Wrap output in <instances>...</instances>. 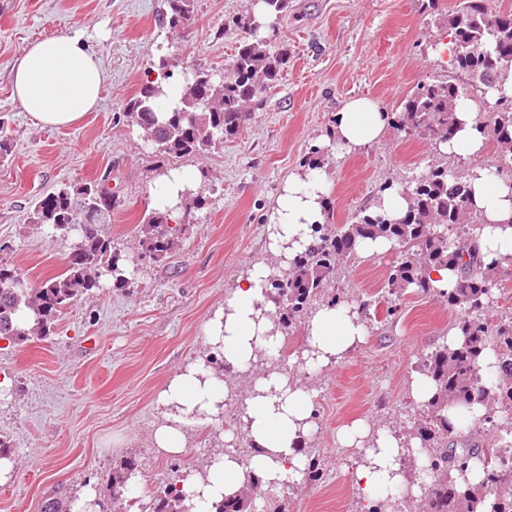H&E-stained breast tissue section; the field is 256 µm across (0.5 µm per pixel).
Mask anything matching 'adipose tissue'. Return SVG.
<instances>
[{"label": "adipose tissue", "instance_id": "ef3b65f1", "mask_svg": "<svg viewBox=\"0 0 512 512\" xmlns=\"http://www.w3.org/2000/svg\"><path fill=\"white\" fill-rule=\"evenodd\" d=\"M12 90L25 111L38 123L69 126L96 107L102 89L97 58L76 35H59L28 46L11 74ZM458 129L441 150L458 157L479 154L485 137L479 130L482 115L472 100L459 97ZM389 116L372 99L347 100L335 116L332 133L337 153H349L378 141ZM330 181L321 168H302L290 175L268 216V252L277 266L257 262L244 270L223 307L207 322L205 337L216 363L198 358L176 370L158 397L162 422L153 431L155 447L181 453L185 431L192 424H213L224 416V366L245 372L257 355H277L282 335L275 331L270 314L274 305L267 298L268 279L274 269H287L296 254L313 240L315 225L324 224V201ZM473 202L486 222L477 236L485 261L512 268V187L478 171L472 180ZM308 354L312 368L329 366L360 343L365 326L351 305L321 306L308 321ZM315 394L288 376L273 373L256 379L244 400L241 421L252 451L247 464L231 453L213 455L204 472H190L184 480L192 492L190 512H211L250 476L262 479L264 487L298 482L307 459L301 448L314 424ZM340 442L363 451L366 462L356 473V484L373 502H383L407 490L421 496L409 483L401 462L402 440L389 430H370L362 422L345 428Z\"/></svg>", "mask_w": 512, "mask_h": 512}]
</instances>
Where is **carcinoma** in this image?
Segmentation results:
<instances>
[{"instance_id": "carcinoma-1", "label": "carcinoma", "mask_w": 512, "mask_h": 512, "mask_svg": "<svg viewBox=\"0 0 512 512\" xmlns=\"http://www.w3.org/2000/svg\"><path fill=\"white\" fill-rule=\"evenodd\" d=\"M164 5L161 25L177 30L191 24L193 0H164ZM228 24L239 29L242 38L224 74L183 72L180 97L172 104L166 102L160 83L148 81L126 103L127 126L150 138L152 153L161 161L203 155L216 143L239 135L247 121L244 105L263 100L279 82L288 52L258 38V24L250 14L234 16ZM448 29L455 74L466 79V86L452 77L420 80L406 95L396 128L437 148L454 134V100L463 94L484 112L480 129L496 154L487 168L512 166V96H502L492 106L481 97L512 63V8L500 10L484 0H467L462 11L448 17ZM472 176V169L460 173L448 163H436L415 177L380 186L381 193L394 186L407 190L411 205L403 218L394 221L363 207L347 224L315 227L313 243L293 258L288 270L270 277L267 293L288 329L296 327L320 297H327L326 304L333 307L347 303L335 294L326 295L327 288L336 275V262L356 258L357 246L365 239L384 238L399 246L400 261L385 278L391 296L430 291L427 272L432 268L457 272L454 288L445 297L448 308L463 312L455 322L461 341L452 348L442 345L418 362V372L436 387L434 398L424 405L428 417L419 431L420 453L426 471L434 476L426 491L425 512H483L487 501L489 512H512V496L498 493L500 486L512 483V477L502 473L506 460L512 459V441L501 436L489 448L448 447L455 432L448 410L469 413L481 405L485 412L473 425H487L494 432L502 418L512 415V318L493 322L483 314L501 270L485 264L478 249L476 229L484 218L472 205ZM205 203L204 187L199 185L185 194L181 209L190 214ZM118 204L103 179L65 184L34 203L30 223L46 225L55 234L74 235L76 240L65 271L37 288L13 287L22 274L0 263V338L25 341L49 336L52 325L99 288L104 276L111 277L117 288L132 286L112 238L97 226L80 227L85 207L95 205L107 217ZM140 231L146 252L153 256L167 254L176 244V228L160 211L145 216ZM479 467L481 482H464ZM139 473L135 460H124L114 471L109 490L119 489L124 478ZM181 482L183 477L176 476L147 501L131 497L129 507L136 512H181L182 501L188 498ZM251 507L235 494L215 505V510L251 512Z\"/></svg>"}]
</instances>
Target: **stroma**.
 Segmentation results:
<instances>
[{"instance_id":"1","label":"stroma","mask_w":512,"mask_h":512,"mask_svg":"<svg viewBox=\"0 0 512 512\" xmlns=\"http://www.w3.org/2000/svg\"><path fill=\"white\" fill-rule=\"evenodd\" d=\"M256 0H194V21L172 31L158 22L162 0H0V120L13 142L0 164V262L32 284L62 272L69 239L27 221L32 203L59 185L108 177L120 201L103 230L134 262V285L110 277L61 318L42 340L0 339V434L13 448L14 478L0 485V512H44L84 485L102 486L120 462L143 467L152 494L174 469L199 471L218 451L250 454L235 414L221 424L191 426L182 454L153 446L158 395L173 372L204 353L205 326L240 270L269 260L266 215L283 182L311 145L327 138L337 111L352 97L376 101L389 114L422 79H446L448 16L462 0H291L277 22L275 44L288 50L279 83L252 106L244 130L207 154L163 164L139 131L123 120L127 101L162 55L177 67L222 74L238 46L232 15ZM81 34L104 75L94 112L68 128L38 124L11 93L10 74L27 46L52 35ZM432 153L425 140L388 127L378 142L344 156L324 155L330 177V220L343 224L373 206L379 187L423 173ZM202 175L207 203L177 233L174 249L154 257L139 245L142 219L153 209L150 187L166 170ZM399 251L347 262L333 292L370 301L361 343L329 367H302L305 326L285 337L287 371L314 391L318 420L306 439L317 479L277 490L285 512H363L355 483L359 449L339 444L356 420L402 436L426 415L410 393L419 358L441 346L456 314L447 298L408 294L398 316L379 304Z\"/></svg>"}]
</instances>
